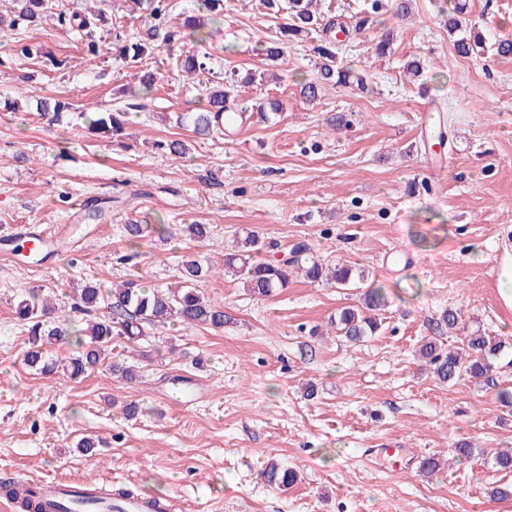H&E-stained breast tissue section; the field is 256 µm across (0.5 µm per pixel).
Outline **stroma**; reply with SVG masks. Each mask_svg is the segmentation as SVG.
Returning <instances> with one entry per match:
<instances>
[{
	"instance_id": "stroma-1",
	"label": "stroma",
	"mask_w": 512,
	"mask_h": 512,
	"mask_svg": "<svg viewBox=\"0 0 512 512\" xmlns=\"http://www.w3.org/2000/svg\"><path fill=\"white\" fill-rule=\"evenodd\" d=\"M465 16L486 43L512 38V0H465ZM444 0H413L405 18L345 41L340 57L369 71L366 90L326 88L299 94L315 75L306 42L286 58L260 56L278 21L263 0H224V23L204 43L185 41L151 62L89 55L78 32L52 20L0 32V238L14 226H82L77 244L38 264L0 255V478L67 480L155 496L170 512H512V472L489 463L512 448V309L498 290L512 264V57L485 51L464 58L453 47ZM386 56L374 45L384 28ZM42 47L23 57L19 48ZM205 54L212 71L236 74L243 122L214 138L177 123L206 106L208 75L178 74L176 53ZM66 60L63 68L52 59ZM419 62V75L407 66ZM162 78L129 116L123 143L90 134L84 105L126 108L127 88L145 67ZM33 93L20 96L26 76ZM70 102L60 116L40 99ZM445 104L452 150H421L418 114ZM184 141L178 158L156 149ZM106 204L87 219L81 203ZM167 228L130 246L128 222ZM205 224L209 236L183 228ZM258 236L266 258L307 242L329 264H346L381 286L382 328L348 346L330 320L358 304L355 290L295 278L266 298L224 273L236 239ZM137 249V262L122 255ZM404 251L406 265H390ZM199 259L211 272L198 284L224 307V326L171 325L135 344L113 343L107 364L73 379L40 375L23 363L27 337L17 301L33 289L51 297L91 284L137 278L175 285L181 263ZM446 309L458 327L441 335L460 347L479 330L501 340L495 384L435 380L416 350ZM126 361L133 379L108 364ZM314 396H307V388ZM133 403L135 416L123 407ZM96 439L91 452L80 442ZM476 448L456 457L458 441ZM379 448H404L392 463ZM440 460L433 477L419 471ZM297 471L280 490L260 477L268 461Z\"/></svg>"
}]
</instances>
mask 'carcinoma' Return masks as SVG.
I'll return each mask as SVG.
<instances>
[{"label":"carcinoma","mask_w":512,"mask_h":512,"mask_svg":"<svg viewBox=\"0 0 512 512\" xmlns=\"http://www.w3.org/2000/svg\"><path fill=\"white\" fill-rule=\"evenodd\" d=\"M133 7L146 8L150 25L146 37L127 44L116 34L112 41V55L123 60L137 61L151 56L162 45L172 48L174 44L186 39L204 42L210 35V29L224 21L223 0H196L195 9L174 19L171 17L168 0H131ZM103 8L89 16L78 17L60 12L55 15L56 25L62 31L78 29L81 37L87 41L91 55L99 54L100 43L93 35V25L106 17L108 0H101ZM266 6L274 14H285V22L279 28V36L264 44L263 56L268 60H279L285 54V48L291 42L308 41L317 58L315 76L300 88L303 98L309 102L318 98L326 85L347 87L353 83L363 88L365 78L354 75L353 69L339 58V40L335 32V23H320L315 9V0H266ZM13 18L4 22L0 15V28L16 26L17 21L29 24L38 23L47 14L46 0H15L12 4ZM387 9L393 16L404 17L409 13L410 0H391L385 7L381 0H373L370 11L358 17L351 31L341 29L343 34L359 35L375 23V14ZM448 34H462L468 23L463 18L462 7L457 0H449ZM483 45L481 35L475 33L462 35L454 41L456 52L468 57L475 48ZM176 69L188 78L199 73L210 72L209 61L194 54L179 55ZM207 106L192 117L196 130L216 135L224 134L230 120L239 116V112L248 111L235 89V79L227 75L217 76V81L206 95ZM128 112H97L87 117L88 128L96 133L106 134L120 142L124 136ZM262 251L260 240L248 236L241 244L239 252L224 261V268L244 281L251 294L268 297L276 288H285L291 277L299 273L311 282L334 284L338 288L362 289L359 304L341 310L334 322L337 336L353 344L376 335L381 321L370 315L379 309L384 301L382 289L366 283L362 274H353L347 266L330 267L312 254L310 245L299 242L292 246L289 256L278 261H264L257 258ZM206 275L198 260L187 262L183 266V285L165 291L151 288L136 279H128L107 289L86 285L72 298V302L53 303L32 290L16 306L17 318L30 336V344L24 354V364L34 371L51 373L58 369L64 374L76 378L98 366L106 348L120 337L133 343L151 335V330L171 322L184 327L224 326V307L200 296L195 283ZM105 309L100 316L94 315L99 309ZM83 315L86 327L72 329L75 314ZM460 313L445 310L435 320V330L443 334L459 325ZM88 336L89 342L82 341ZM75 339L80 346L78 355L69 358L63 364L49 360L45 347L56 343H66ZM466 352L450 351L442 348L438 339L424 340L419 347V356L430 367L434 376L448 384L461 378L484 379L492 382L494 360L502 350V342L491 339L478 331L465 337ZM263 479L271 486L286 488L296 481V473L276 463H270L262 472ZM56 512H123V507L112 502V497H97L84 493L73 500L57 505Z\"/></svg>","instance_id":"obj_1"}]
</instances>
